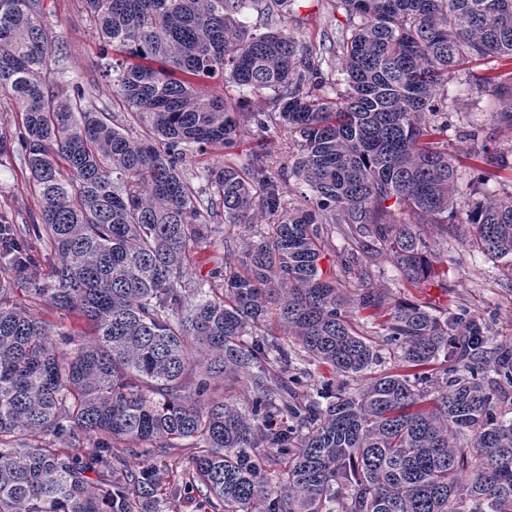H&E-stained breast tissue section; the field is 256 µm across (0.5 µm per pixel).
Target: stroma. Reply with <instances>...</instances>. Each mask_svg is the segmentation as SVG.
Segmentation results:
<instances>
[{"mask_svg": "<svg viewBox=\"0 0 512 512\" xmlns=\"http://www.w3.org/2000/svg\"><path fill=\"white\" fill-rule=\"evenodd\" d=\"M43 21L48 37L49 77L57 83L79 82L90 92L108 98L107 61L100 52L98 38L86 21L81 0H42ZM241 20L255 34L279 31L294 37L300 49L323 62V70L340 78L341 34L352 23L338 0H290L287 11H280L272 0H259L246 9ZM488 76L504 78L503 87L485 85ZM512 105V65L487 58L466 65L448 82V110L452 128L448 132V153L462 175H469L482 147L500 153L512 150V130L498 126L492 113ZM249 115L240 119L237 142L232 148L216 144L205 152L190 151L184 174L197 187H204V170L217 165L247 166L255 154L264 155L275 177V184L286 205L306 204L308 188L294 177L291 167L294 137L284 126L271 91L253 93L247 105ZM29 170L21 152L0 156V219L23 227L38 222L39 207L28 190ZM229 224L223 233L201 241L193 249L186 277H209L213 269L237 264L245 242L267 224ZM424 237L434 248L436 277L422 287H402L387 252L372 259L371 288L387 303L418 301L437 315L464 309L483 316L494 340L512 339V287L501 278L496 264L474 251L468 225L458 224L442 230L433 224L422 225ZM53 256L41 257L32 266L25 283L15 286V295L29 299L40 317L61 326L75 336L87 333V326L75 315L55 309L49 301L32 296L30 288L44 281L51 272ZM194 450L190 443L178 448L140 445L124 456L125 467L135 469L165 460L170 473L188 472Z\"/></svg>", "mask_w": 512, "mask_h": 512, "instance_id": "stroma-1", "label": "stroma"}]
</instances>
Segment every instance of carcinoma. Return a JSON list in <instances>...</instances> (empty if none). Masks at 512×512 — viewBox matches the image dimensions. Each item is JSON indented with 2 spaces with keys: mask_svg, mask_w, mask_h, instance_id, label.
Listing matches in <instances>:
<instances>
[{
  "mask_svg": "<svg viewBox=\"0 0 512 512\" xmlns=\"http://www.w3.org/2000/svg\"><path fill=\"white\" fill-rule=\"evenodd\" d=\"M83 2L103 54L131 58L112 64L103 104L49 81L40 0H0V96L22 114L0 155L19 144L40 213L22 230L0 221V512H161L182 490L212 512H512V341L489 345L467 310L388 306L372 288L351 305L318 265L337 235L361 246L341 252L345 273L371 279L364 257L384 247L406 285L436 275L418 225L455 214L448 79L473 60L512 63V0H339L360 22L339 43L334 101L308 90L322 62L294 38L237 19L255 0ZM218 74L274 93L308 207H285L262 155L208 169L206 190L184 177L188 148L236 143L247 100L195 88ZM116 106L139 138L113 123ZM490 181L481 168L467 180L481 200L464 223L512 281V191ZM259 210L277 221L239 267L185 278L214 218L252 224ZM46 251L58 261L33 294L84 320L86 340L12 299ZM375 326L397 373L368 376ZM302 353L332 374L306 403L290 375ZM241 379L245 409L216 388ZM184 441L196 454L180 486L155 464L115 465L133 444ZM90 472L104 480L95 492Z\"/></svg>",
  "mask_w": 512,
  "mask_h": 512,
  "instance_id": "carcinoma-1",
  "label": "carcinoma"
}]
</instances>
